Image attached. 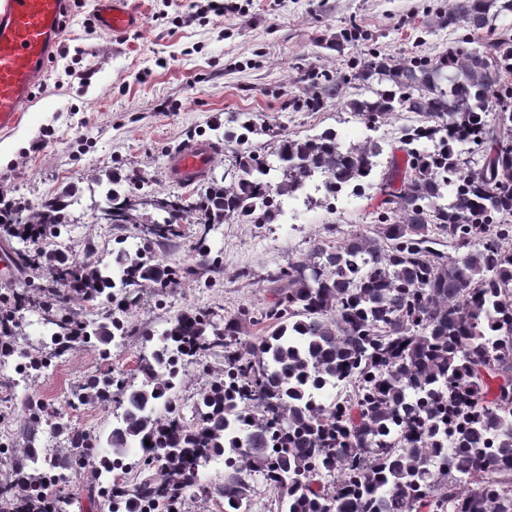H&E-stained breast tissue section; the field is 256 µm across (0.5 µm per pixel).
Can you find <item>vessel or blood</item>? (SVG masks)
I'll list each match as a JSON object with an SVG mask.
<instances>
[{"label":"vessel or blood","instance_id":"b4317fda","mask_svg":"<svg viewBox=\"0 0 512 512\" xmlns=\"http://www.w3.org/2000/svg\"><path fill=\"white\" fill-rule=\"evenodd\" d=\"M101 28L116 34L134 29L137 15L128 0H95ZM70 0H0V130L13 129L42 81L49 59L63 37ZM214 150L203 140L170 155L167 169L177 183L191 185L204 177Z\"/></svg>","mask_w":512,"mask_h":512}]
</instances>
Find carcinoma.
<instances>
[{
  "mask_svg": "<svg viewBox=\"0 0 512 512\" xmlns=\"http://www.w3.org/2000/svg\"><path fill=\"white\" fill-rule=\"evenodd\" d=\"M508 16L512 0H449L440 23L462 35L447 53L397 60L370 51L348 63L368 93L349 106L368 128L395 112L422 117L401 130L403 163L379 184L374 234L313 240L288 273L270 275L269 301L224 317L222 327L213 310L178 312L139 359V387L103 373L84 388L83 401L122 412L106 454L70 436L72 474L89 462L99 477L127 470L132 453L149 471L130 488L112 483V512H177L214 459L224 460L223 476L210 489L233 512L249 507L253 472L276 495L277 512H512V29L498 23ZM301 80L314 110L347 75L310 69ZM258 129H224L212 146L236 145V174L228 183L209 176L191 207L178 195H139L114 174L96 180L98 221L141 224V245L108 263L38 248L67 233L76 194L34 207L0 197V223L27 245L19 268L46 270L45 287L22 300L39 308L58 354L78 335L106 358L114 340L135 333L115 315L78 319L72 301L174 284L181 269L154 246L178 236L187 211L200 225L204 264L220 274L222 261L204 251L214 225L272 224L282 200L316 178L327 199L355 193L381 152L373 140L347 147L331 130L294 139L280 126L259 129L274 142L268 157L248 146ZM462 145L486 146L477 168ZM258 325L270 334L247 338ZM215 352L224 369L211 375L189 425L175 399L183 366ZM18 465L26 484L0 482V512H35L48 494L34 450Z\"/></svg>",
  "mask_w": 512,
  "mask_h": 512,
  "instance_id": "1",
  "label": "carcinoma"
}]
</instances>
